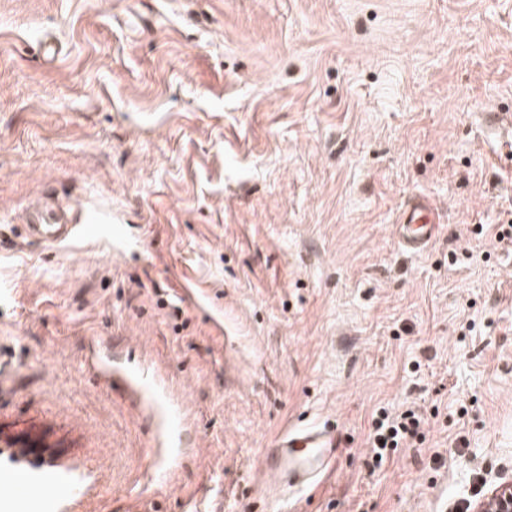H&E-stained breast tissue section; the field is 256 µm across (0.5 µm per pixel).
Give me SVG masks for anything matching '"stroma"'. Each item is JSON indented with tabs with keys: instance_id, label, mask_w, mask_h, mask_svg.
Returning a JSON list of instances; mask_svg holds the SVG:
<instances>
[{
	"instance_id": "obj_1",
	"label": "stroma",
	"mask_w": 512,
	"mask_h": 512,
	"mask_svg": "<svg viewBox=\"0 0 512 512\" xmlns=\"http://www.w3.org/2000/svg\"><path fill=\"white\" fill-rule=\"evenodd\" d=\"M511 115L512 0H0L25 512H465L512 482ZM417 196L443 214L421 253L393 234ZM45 198L133 246L25 236ZM99 340L130 385L86 371ZM382 407L423 423L376 468ZM307 423L337 426L334 471L265 495Z\"/></svg>"
}]
</instances>
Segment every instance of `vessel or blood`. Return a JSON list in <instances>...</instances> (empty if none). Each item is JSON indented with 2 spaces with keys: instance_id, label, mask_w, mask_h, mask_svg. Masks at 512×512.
I'll return each instance as SVG.
<instances>
[{
  "instance_id": "b4317fda",
  "label": "vessel or blood",
  "mask_w": 512,
  "mask_h": 512,
  "mask_svg": "<svg viewBox=\"0 0 512 512\" xmlns=\"http://www.w3.org/2000/svg\"><path fill=\"white\" fill-rule=\"evenodd\" d=\"M440 219L426 198L403 209L395 225L400 244L413 252L425 251L437 235ZM28 236L58 244L69 240L79 225L52 203L29 211L25 226ZM340 442L336 428L307 424L285 431L273 448L267 449L263 468L274 484L304 488L333 470Z\"/></svg>"
}]
</instances>
